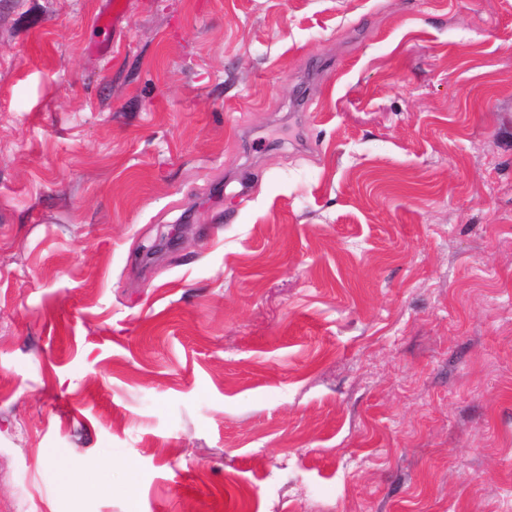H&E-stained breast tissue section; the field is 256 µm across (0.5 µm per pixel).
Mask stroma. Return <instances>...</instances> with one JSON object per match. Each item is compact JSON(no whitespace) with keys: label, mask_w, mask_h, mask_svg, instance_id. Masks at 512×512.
Segmentation results:
<instances>
[{"label":"stroma","mask_w":512,"mask_h":512,"mask_svg":"<svg viewBox=\"0 0 512 512\" xmlns=\"http://www.w3.org/2000/svg\"><path fill=\"white\" fill-rule=\"evenodd\" d=\"M109 4L0 0V512H512V0Z\"/></svg>","instance_id":"stroma-1"}]
</instances>
